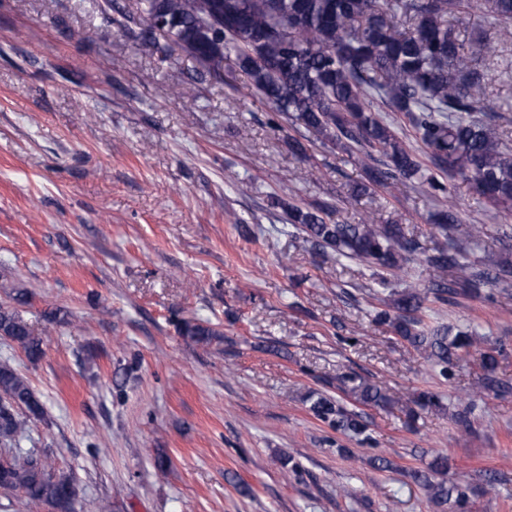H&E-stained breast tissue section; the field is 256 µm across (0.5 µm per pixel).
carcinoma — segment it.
<instances>
[{"label":"carcinoma","instance_id":"1","mask_svg":"<svg viewBox=\"0 0 512 512\" xmlns=\"http://www.w3.org/2000/svg\"><path fill=\"white\" fill-rule=\"evenodd\" d=\"M489 14L512 23V0H489ZM465 0H138L136 11L123 14L139 32L144 49L163 53L178 47L194 57L217 80L224 59L232 54L247 76L249 89L266 99L285 120L298 122L324 145L375 160L369 180L386 188L400 178L417 176L433 196L449 198L452 187L426 173L415 153L373 109L379 100L403 115L429 151L435 170L470 181L494 208L512 212V149L492 123V106L475 91L485 79L465 41L448 25ZM164 17L169 29L158 45L154 20ZM487 114L482 119L477 113ZM294 233L305 239L324 261L362 262L376 276L385 309L374 316L424 354L439 376L463 355L484 343L477 328L430 327L423 313L429 297L448 301L459 292H478L483 284H506L512 264L488 269L471 260L478 248L479 228L464 224L453 205L437 212L434 227L440 240L421 263L431 288L399 291L384 276L414 260L416 242L399 224H333L329 209H303L280 202ZM179 333L192 342L212 344L221 333L195 319H182ZM0 336L17 343L31 360L43 354L42 340L20 312L0 305ZM501 350L480 352L484 386H498L493 373ZM350 392L366 404L384 406L387 396L376 385L350 379ZM311 410L337 431L370 441L360 416L327 396ZM44 408L28 382L7 362L0 363V489L17 493L16 512H37L45 503L57 512H74L68 490L74 480L57 471L49 454L18 446L28 423L43 417ZM448 459L435 458L428 471L413 478L439 512H467L470 498L494 488L448 483Z\"/></svg>","mask_w":512,"mask_h":512}]
</instances>
